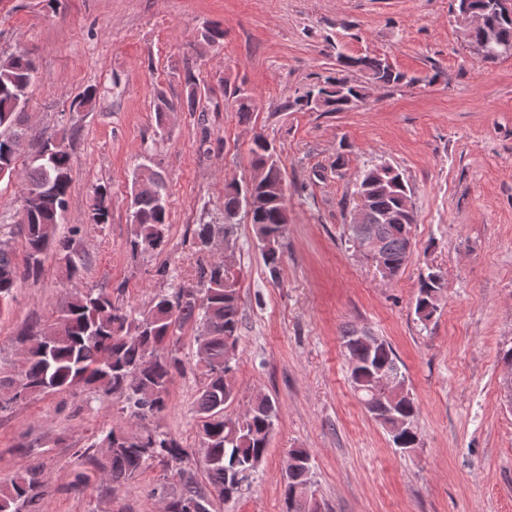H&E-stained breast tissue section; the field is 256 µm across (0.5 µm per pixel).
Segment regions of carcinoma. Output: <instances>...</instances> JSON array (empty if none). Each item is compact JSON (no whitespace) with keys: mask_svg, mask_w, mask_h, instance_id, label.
<instances>
[{"mask_svg":"<svg viewBox=\"0 0 512 512\" xmlns=\"http://www.w3.org/2000/svg\"><path fill=\"white\" fill-rule=\"evenodd\" d=\"M490 0H458L462 17L470 11H482L484 24L463 29L467 42L492 41V54L483 59L494 63L512 57V15L504 10H489ZM336 74L308 85L286 108L294 112H345L366 97V86L343 76L346 70L364 74L368 82L383 86L413 83V78L378 56L336 58ZM37 69L28 51L14 52L0 62V172L13 176L21 150L28 116V89ZM236 112L246 117L253 111L251 96L243 89L233 92ZM252 169L261 171L258 184L249 189L235 184L224 186V225L201 224L195 231L199 248L216 233L230 243L235 235L237 217L243 213L255 227L258 240H267L261 250L271 275L278 274L283 260V240L288 230V207L279 200V188L285 185L284 170L276 147L263 135L253 139L250 149ZM72 155L59 149L49 161L31 160L25 166L23 199L18 209L19 229L24 238L25 262L19 266L7 240L0 241V302L13 293L20 280L34 277L42 270L43 256L51 249L62 256L71 274H77L91 262L89 256L72 246V239L57 236V226L66 212L71 189ZM356 192L367 195L362 223L373 224L378 233V258L375 267H383L393 277L411 257V227L415 212L410 203L411 190L402 173L389 165L368 168L361 173ZM167 184L162 174L143 163L136 175L129 209L131 234L127 247L133 255L163 249L168 241ZM108 190L94 191L89 220L95 225L110 223ZM202 287L187 298L184 290L173 294L157 293L148 309L133 316L112 295L93 288L77 289L42 329L31 336V344L11 364L0 370V411L28 398L89 387L97 392L123 398V410L129 417L143 420L166 408L169 384L181 371V360L172 346L178 333L188 326L208 321L213 330L194 337L201 382L196 400L198 413V453L209 490L182 468L187 451L170 434L157 429L129 432L111 428L99 441L79 448L76 455L103 479L120 484L133 478L150 460L176 468L180 489L170 493L166 485L155 489L169 501L168 512H188L195 499L224 502L236 498L245 474L263 460L278 420L279 406L266 395L251 399L245 410L230 418L224 409L237 397L234 376L239 355L241 314L235 274L224 262H215L201 273ZM445 288L439 270L427 268L419 281L414 313L422 324L429 323L440 307ZM342 347L349 360L350 383L360 403L373 420L391 437L403 440L402 447L416 448L420 436L415 424L418 407L410 392L397 396L380 387L387 375L399 384L406 383L396 355L388 342L376 340L369 346L359 330H344ZM312 480L302 469L283 482L285 512H312L300 493ZM46 480L39 466H31L15 475L0 488V512H37Z\"/></svg>","mask_w":512,"mask_h":512,"instance_id":"carcinoma-1","label":"carcinoma"}]
</instances>
